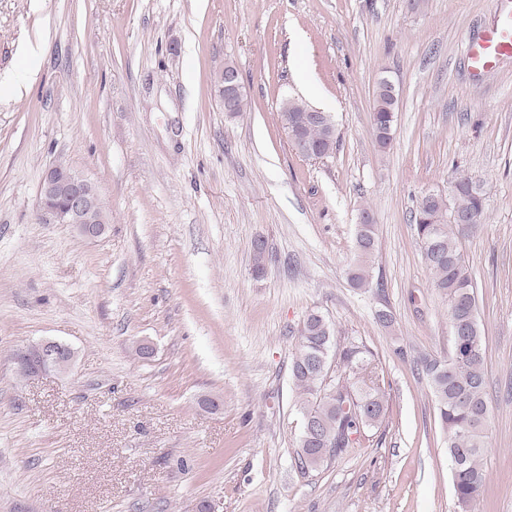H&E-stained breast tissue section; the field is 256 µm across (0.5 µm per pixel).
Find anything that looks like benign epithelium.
I'll return each instance as SVG.
<instances>
[{
    "label": "benign epithelium",
    "instance_id": "benign-epithelium-1",
    "mask_svg": "<svg viewBox=\"0 0 512 512\" xmlns=\"http://www.w3.org/2000/svg\"><path fill=\"white\" fill-rule=\"evenodd\" d=\"M224 111L234 113L236 100L242 96V86L237 68L224 67L220 88ZM102 199L95 186L72 170L58 163L48 169L43 179L38 209L42 216L55 224H69L86 239L102 236L106 222L98 223L93 215L99 210ZM75 358L74 350L57 341H42L18 352L15 356L17 369L31 377L43 372H63L70 368Z\"/></svg>",
    "mask_w": 512,
    "mask_h": 512
}]
</instances>
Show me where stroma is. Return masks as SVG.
Returning <instances> with one entry per match:
<instances>
[{
	"instance_id": "1",
	"label": "stroma",
	"mask_w": 512,
	"mask_h": 512,
	"mask_svg": "<svg viewBox=\"0 0 512 512\" xmlns=\"http://www.w3.org/2000/svg\"><path fill=\"white\" fill-rule=\"evenodd\" d=\"M494 19V0H0V512H461L418 365L448 356V299L412 221L460 174L486 192L459 239L489 378L469 512H512V61L478 77L466 56ZM383 77L400 92L384 151ZM288 96L332 116L327 157L293 148ZM59 162L97 187L102 237L40 216ZM365 210L374 285L355 288ZM314 311L366 349L386 412L304 474L291 363ZM45 339L72 367L21 378L14 354ZM222 73L219 92L224 102V110L234 114L235 105V112L240 114L244 111L245 103L243 97L238 99L243 95L239 72L234 65L227 64ZM371 112L374 140L379 148L387 149L393 139L397 107L383 88L375 87Z\"/></svg>"
}]
</instances>
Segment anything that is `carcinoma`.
<instances>
[{"mask_svg": "<svg viewBox=\"0 0 512 512\" xmlns=\"http://www.w3.org/2000/svg\"><path fill=\"white\" fill-rule=\"evenodd\" d=\"M372 133L377 146L386 149L392 142L397 107L386 91L374 89ZM329 155L336 145V131L313 122L298 126L296 143ZM485 212V191L480 180L459 176L451 197L430 193L422 197L412 215L425 263L434 285L448 297L453 335L452 351L446 360H421L435 399L441 428L447 435L452 486L458 506L465 510L481 495L485 484L483 456L484 426L488 414L487 372L484 336L478 321L476 286L459 247V236L468 226L481 224ZM375 251V224H360L356 237V259L349 281L356 288L372 284L371 267ZM332 333L323 316L306 317L291 373L300 390L304 421L315 417L312 427H303L298 440L297 466L307 473L321 467L350 447L349 436L382 421L383 395L373 387L356 388L346 371L367 370L366 351L357 345L343 348L336 362V377L325 383L331 364L327 361Z\"/></svg>", "mask_w": 512, "mask_h": 512, "instance_id": "cac0c4a2", "label": "carcinoma"}]
</instances>
